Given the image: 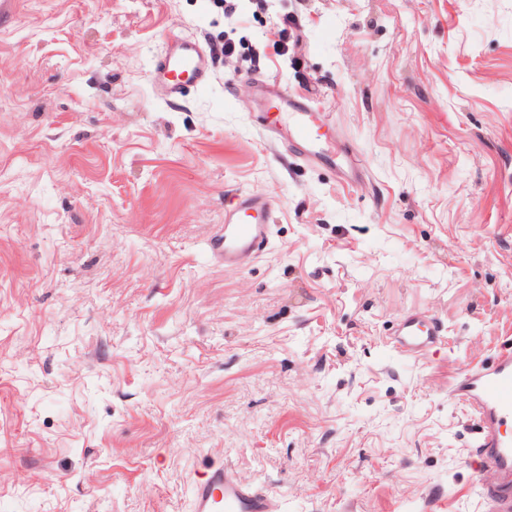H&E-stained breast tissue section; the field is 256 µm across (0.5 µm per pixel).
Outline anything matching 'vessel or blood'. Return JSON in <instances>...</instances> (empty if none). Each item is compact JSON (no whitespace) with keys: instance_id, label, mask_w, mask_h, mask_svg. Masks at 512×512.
<instances>
[{"instance_id":"obj_1","label":"vessel or blood","mask_w":512,"mask_h":512,"mask_svg":"<svg viewBox=\"0 0 512 512\" xmlns=\"http://www.w3.org/2000/svg\"><path fill=\"white\" fill-rule=\"evenodd\" d=\"M211 66L198 43L172 36L166 53L157 63L153 83L169 98L179 97L185 86L204 89ZM270 121L279 113L292 117L288 125L293 141L305 156L324 159L317 132L320 115L307 102L280 93L269 98ZM269 200L260 194L238 197L224 213V234L213 248L228 269H239L251 262L270 236ZM446 329L441 322L423 312L403 315L396 327L393 349L406 358L425 354L442 342ZM450 395L462 401L477 417L474 444L480 471L490 473L482 484L485 512H512V350L501 352L486 365L465 370ZM194 512H280L281 504L272 493L245 483L225 466L209 468L192 486Z\"/></svg>"}]
</instances>
